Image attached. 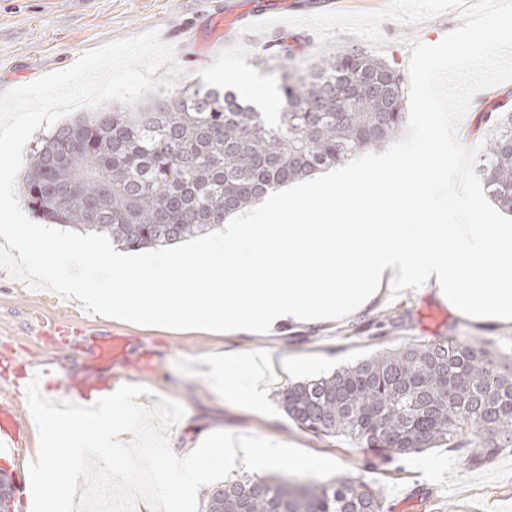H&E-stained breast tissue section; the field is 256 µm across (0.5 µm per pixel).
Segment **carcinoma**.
Segmentation results:
<instances>
[{"label":"carcinoma","mask_w":512,"mask_h":512,"mask_svg":"<svg viewBox=\"0 0 512 512\" xmlns=\"http://www.w3.org/2000/svg\"><path fill=\"white\" fill-rule=\"evenodd\" d=\"M282 111L201 84L56 126L21 176L27 206L51 224L131 250L208 234L270 191L342 165L407 123L405 77L356 48L283 75ZM490 122L476 172L512 214V111ZM487 342L403 343L278 391L283 411L317 436H345L388 459L452 448L467 460L512 447V354ZM205 512H383L366 482L285 476L226 479Z\"/></svg>","instance_id":"1"}]
</instances>
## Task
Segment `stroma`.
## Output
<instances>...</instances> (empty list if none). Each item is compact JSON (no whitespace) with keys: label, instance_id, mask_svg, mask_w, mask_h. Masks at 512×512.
<instances>
[{"label":"stroma","instance_id":"35a3bbf8","mask_svg":"<svg viewBox=\"0 0 512 512\" xmlns=\"http://www.w3.org/2000/svg\"><path fill=\"white\" fill-rule=\"evenodd\" d=\"M244 12L257 0H0V93L64 71L101 45L156 28L174 49L184 71L176 90L196 83L237 88L242 72L277 91L287 71L302 72L323 56L362 47L400 69H407L410 40L434 45L459 26L461 9L474 0H345L331 15L311 14L313 0H287L298 24L262 32L242 23L212 29L210 16L221 2ZM512 88L497 84L475 93L456 136L468 148L481 146L487 110L506 101ZM435 288L409 290L386 304H374L340 323L283 325L263 335L174 330L106 319L87 312L74 299L32 288L0 267V350L14 353L16 364L49 369L43 395L60 401L63 385L86 369L88 339L112 331L128 338V363L119 381L147 385L140 404L159 399L178 402L183 417L172 427L170 448L180 452L201 431L223 441L225 433L279 441L285 449L315 459L313 468L295 471L300 481L363 479L379 490L385 512H512V448L492 459L467 462L458 452L433 448L391 460L364 444L324 438L302 431L267 399L260 413L246 410L239 397L224 394L209 379L213 358L233 348L241 355L261 354L276 363L278 384L331 372L402 343H435L512 338V324L486 328L456 314L434 333L421 321L437 304ZM37 429H29L19 458L0 457L16 486L15 512H31L27 465L38 453Z\"/></svg>","mask_w":512,"mask_h":512}]
</instances>
